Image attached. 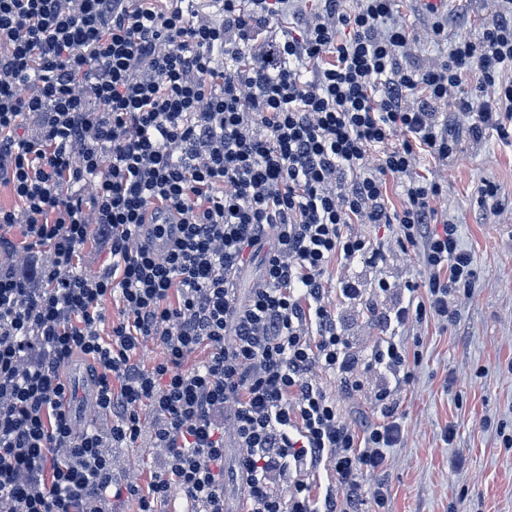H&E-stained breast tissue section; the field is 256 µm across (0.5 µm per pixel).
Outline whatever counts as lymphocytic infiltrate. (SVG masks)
Segmentation results:
<instances>
[{"label": "lymphocytic infiltrate", "mask_w": 512, "mask_h": 512, "mask_svg": "<svg viewBox=\"0 0 512 512\" xmlns=\"http://www.w3.org/2000/svg\"><path fill=\"white\" fill-rule=\"evenodd\" d=\"M195 2L0 0V252L33 265L0 261V512H167L177 495L229 512L231 485L242 512L381 510L363 476L402 435L410 360L391 336L360 360L324 276L381 259L344 231L366 222L395 225L424 266L397 291L378 281L385 327L454 322L475 280L442 185L415 166L456 155L452 112L512 148V0L426 70L396 0H217L207 23ZM161 213L179 232L156 252L142 230ZM91 241L111 265L74 274ZM77 356L107 434L72 420ZM369 370L384 421L356 424L321 378L360 392ZM146 406L159 465L131 478L112 451L138 443ZM326 461L319 491L303 475Z\"/></svg>", "instance_id": "obj_1"}]
</instances>
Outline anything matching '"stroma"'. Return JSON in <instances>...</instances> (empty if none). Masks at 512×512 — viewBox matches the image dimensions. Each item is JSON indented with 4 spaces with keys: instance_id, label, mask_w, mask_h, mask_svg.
Wrapping results in <instances>:
<instances>
[{
    "instance_id": "obj_1",
    "label": "stroma",
    "mask_w": 512,
    "mask_h": 512,
    "mask_svg": "<svg viewBox=\"0 0 512 512\" xmlns=\"http://www.w3.org/2000/svg\"><path fill=\"white\" fill-rule=\"evenodd\" d=\"M397 7L411 32V61L423 69L439 63L446 46L436 40L422 0H399ZM418 172L444 185L448 217L459 226V244L473 257L476 279L456 297L455 323L429 318L402 331L400 340L415 359L412 380L397 394L403 435L388 449L383 470L364 475V484H385V512H512V149L493 133L480 139L463 134L455 158L421 159ZM485 181L500 188L499 214L483 215L474 205ZM347 230L383 254L374 266L359 259L335 262L324 277L326 302L364 356L382 334L376 312L390 304L389 296L375 292L377 280L401 285L423 268L419 248L401 245L395 226L351 224ZM352 276L365 289L356 303L339 291ZM323 386L347 418L380 421L372 390L346 392L332 376ZM142 418L146 430L136 447L113 452L116 467L132 474L154 465L150 408H143Z\"/></svg>"
}]
</instances>
